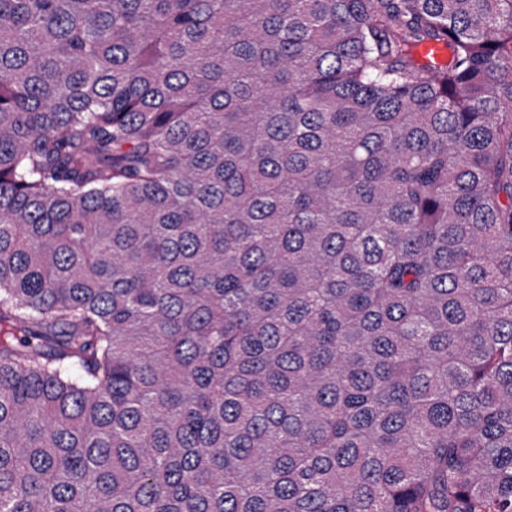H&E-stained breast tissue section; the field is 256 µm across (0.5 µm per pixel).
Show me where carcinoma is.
I'll return each mask as SVG.
<instances>
[{
    "label": "carcinoma",
    "instance_id": "carcinoma-1",
    "mask_svg": "<svg viewBox=\"0 0 512 512\" xmlns=\"http://www.w3.org/2000/svg\"><path fill=\"white\" fill-rule=\"evenodd\" d=\"M0 512H512V0H0Z\"/></svg>",
    "mask_w": 512,
    "mask_h": 512
}]
</instances>
